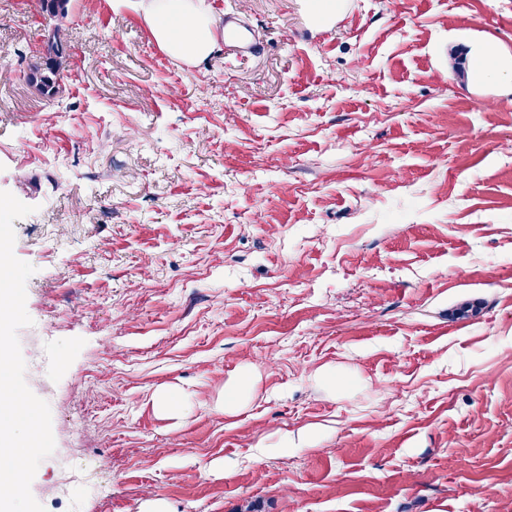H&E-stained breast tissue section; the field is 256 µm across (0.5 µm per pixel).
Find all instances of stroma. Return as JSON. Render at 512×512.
<instances>
[{"instance_id": "1", "label": "stroma", "mask_w": 512, "mask_h": 512, "mask_svg": "<svg viewBox=\"0 0 512 512\" xmlns=\"http://www.w3.org/2000/svg\"><path fill=\"white\" fill-rule=\"evenodd\" d=\"M0 0V191L46 512H512V0ZM61 34L54 98L29 73ZM247 375L232 414L224 386ZM151 32L156 42L179 58L200 62L217 48L216 21L192 0H152ZM224 45L237 47V55L253 54L258 43L251 39L235 12L224 9ZM473 68L480 78H510L512 81V61L508 63L501 60L494 55L490 48H485L475 54Z\"/></svg>"}]
</instances>
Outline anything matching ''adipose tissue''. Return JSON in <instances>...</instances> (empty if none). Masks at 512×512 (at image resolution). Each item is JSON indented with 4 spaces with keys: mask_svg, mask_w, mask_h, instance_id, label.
I'll return each mask as SVG.
<instances>
[{
    "mask_svg": "<svg viewBox=\"0 0 512 512\" xmlns=\"http://www.w3.org/2000/svg\"><path fill=\"white\" fill-rule=\"evenodd\" d=\"M150 25L156 42L183 59L202 61L219 44L214 18L197 11L193 0H152Z\"/></svg>",
    "mask_w": 512,
    "mask_h": 512,
    "instance_id": "1",
    "label": "adipose tissue"
}]
</instances>
